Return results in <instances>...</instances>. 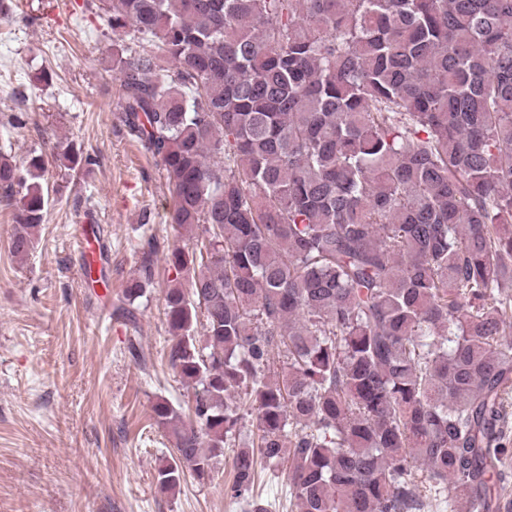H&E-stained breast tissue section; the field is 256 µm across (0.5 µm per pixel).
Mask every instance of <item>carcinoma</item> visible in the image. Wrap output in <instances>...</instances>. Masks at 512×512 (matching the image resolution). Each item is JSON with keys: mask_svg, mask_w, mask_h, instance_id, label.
I'll use <instances>...</instances> for the list:
<instances>
[{"mask_svg": "<svg viewBox=\"0 0 512 512\" xmlns=\"http://www.w3.org/2000/svg\"><path fill=\"white\" fill-rule=\"evenodd\" d=\"M126 135L190 243H138L137 323L163 258L157 473L202 481L246 414L227 493L285 469L296 512H512V0H99ZM45 163L0 155L35 248ZM202 234H196V230Z\"/></svg>", "mask_w": 512, "mask_h": 512, "instance_id": "obj_1", "label": "carcinoma"}]
</instances>
